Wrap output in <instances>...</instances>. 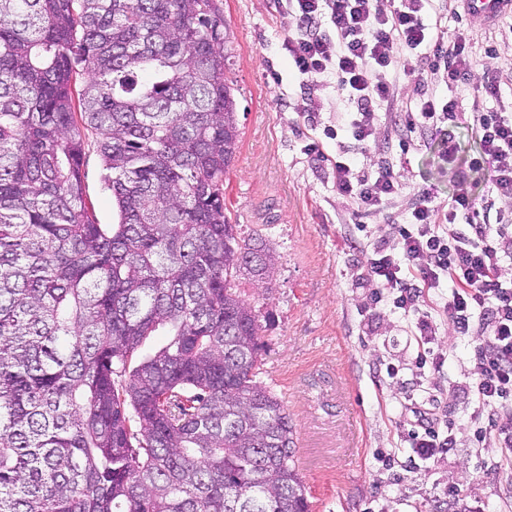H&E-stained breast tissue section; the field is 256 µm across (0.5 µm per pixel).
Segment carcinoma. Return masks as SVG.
Masks as SVG:
<instances>
[{
  "label": "carcinoma",
  "instance_id": "carcinoma-1",
  "mask_svg": "<svg viewBox=\"0 0 512 512\" xmlns=\"http://www.w3.org/2000/svg\"><path fill=\"white\" fill-rule=\"evenodd\" d=\"M231 57L216 0H0V512H309L238 291L277 254L224 207ZM83 160L84 198L86 206L93 212L99 224H112V196L106 189L100 157L97 152L96 136L86 135Z\"/></svg>",
  "mask_w": 512,
  "mask_h": 512
}]
</instances>
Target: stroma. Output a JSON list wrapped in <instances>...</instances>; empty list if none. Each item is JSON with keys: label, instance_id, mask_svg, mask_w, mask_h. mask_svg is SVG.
<instances>
[{"label": "stroma", "instance_id": "stroma-1", "mask_svg": "<svg viewBox=\"0 0 512 512\" xmlns=\"http://www.w3.org/2000/svg\"><path fill=\"white\" fill-rule=\"evenodd\" d=\"M233 37L230 77L239 90L240 139L224 179V204L242 234H262L278 254L268 283L244 279L241 289L262 325L265 344L261 381L284 403L294 427L296 465L312 512H512V494L492 463L494 442L474 438L479 411L464 391L470 383V350L455 346L441 372L417 369V340L397 313L374 310L358 285L363 250L386 225L404 221L409 199L426 185L446 206L458 191L483 203L489 175L469 168L479 149L472 124L453 130L457 150L444 158L439 140L422 136L408 154L389 153L376 139L361 161L383 159L401 175V194L376 212L358 213L336 192L330 165L308 154L319 140L328 154L347 142L341 131L349 104L332 78L310 82L288 64L283 46L296 21L275 0H219ZM464 23L480 66L512 71V21L486 25L477 14ZM499 57L484 58L487 45ZM423 78L441 99L455 98L462 111L512 113V92L483 99L476 81L444 84ZM338 130L326 138L324 128ZM84 198L98 223H112L95 135H87ZM433 400L452 436L450 452L425 461L407 444L410 409ZM461 494L452 498L450 487Z\"/></svg>", "mask_w": 512, "mask_h": 512}]
</instances>
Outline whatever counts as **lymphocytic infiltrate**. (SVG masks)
<instances>
[{
    "label": "lymphocytic infiltrate",
    "mask_w": 512,
    "mask_h": 512,
    "mask_svg": "<svg viewBox=\"0 0 512 512\" xmlns=\"http://www.w3.org/2000/svg\"><path fill=\"white\" fill-rule=\"evenodd\" d=\"M296 22L284 40L295 70L310 80L333 78L352 110L348 135L354 149L337 150L329 159L336 192L368 214L397 196L403 184L388 161L365 169L360 156L378 134V116L386 114L390 151L414 150V132L455 144L453 124L471 120L480 132L474 169L489 168L498 208L476 203L468 193L453 196L447 207L433 203L431 189L417 191L405 223L391 225L389 237L364 255L363 287L373 303L402 312L418 338L420 359L442 370L449 351L436 349L443 324L472 344L474 379L467 389L485 418L477 442L493 439L501 450L499 469L512 473V113H462L458 100L439 101L435 91L415 84L416 109L398 112L394 104L404 80L415 74L408 57L417 52L448 83L466 82L477 66L468 32L434 34L425 21L427 0H401L384 11L379 0H276ZM410 445L425 460L452 448L441 435L432 409L415 407Z\"/></svg>",
    "instance_id": "f902f5d3"
}]
</instances>
